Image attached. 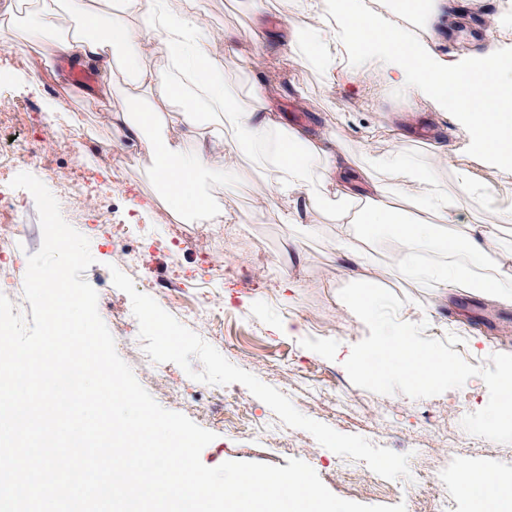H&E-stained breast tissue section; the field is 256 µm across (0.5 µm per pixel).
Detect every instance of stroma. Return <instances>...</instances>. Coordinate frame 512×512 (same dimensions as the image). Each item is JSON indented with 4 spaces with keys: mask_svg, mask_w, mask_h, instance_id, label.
<instances>
[{
    "mask_svg": "<svg viewBox=\"0 0 512 512\" xmlns=\"http://www.w3.org/2000/svg\"><path fill=\"white\" fill-rule=\"evenodd\" d=\"M209 23L228 41H216L210 52L222 59L231 94L248 100L250 91L238 79L243 58L252 47L255 29L251 0H208ZM268 61L282 80L272 95L290 124L317 136H333L354 153L383 154L402 146L412 158L435 165L445 188L455 184V168L466 162L478 181L494 183L484 161L468 154V133L451 112L433 103L398 95L383 78L351 88L321 72L297 65L281 38L276 0H265ZM452 19L435 51L457 63L494 46H512V0H447ZM507 17L506 27L493 21ZM69 64L49 57L26 41L17 29L10 46L0 45V138L12 140L21 155L18 171L40 175L42 167L61 169L86 186L106 185L100 197L104 223L94 224L70 203L60 205L63 218L90 241L94 263L82 277L98 294V312L116 342L119 356L139 383L163 408L182 413L215 433L201 453L204 465L226 461L262 462L280 467L290 459L306 462L336 496L366 505L404 504L405 512H430L429 505L404 495V487L430 476L446 481L454 494L453 512H500L497 497L476 499L459 493L464 472L488 479L504 475L512 481V445L472 436L461 426L464 415L482 409L489 394L480 377L440 395L413 399L404 394L379 395L355 386L344 367L351 348L369 334L340 299V289L353 281L378 284L404 305L401 320L427 321L425 337L459 336L454 349L474 366L495 353L512 354V305L462 288L442 293L423 287L402 270L403 256L386 231L366 224L356 233L368 239L374 259L358 266L336 249L341 227L333 210L318 213L308 228L279 223L268 213L259 224H210L208 238L191 247L182 237L195 236V224L172 223V210L149 175L150 160L137 154L135 163L114 183L100 152L114 138L110 104L95 85L68 82ZM68 98L90 133L88 143L49 150L29 160L34 139L51 136L60 125L52 105ZM448 152L447 163L435 164L434 146ZM237 167L243 189L222 195L218 179H207L210 193L225 211L247 213L257 208L268 174L248 155ZM25 224L23 257L0 293L23 313L31 306L23 297L26 258L37 252L43 235L32 194H25L18 217ZM140 225L136 237H123V225ZM490 228L512 238V223L502 224L480 199L471 200L458 223L442 225L450 236L468 228ZM298 237L299 256H289V237ZM268 259L255 263V255ZM154 281L141 287L139 277ZM300 287L288 290V280ZM207 285L213 324L188 317ZM147 335L148 354L126 346L131 332ZM225 393L244 399L259 418L287 423L291 447H281L266 434L230 429L223 419L206 416L198 400ZM384 434L389 447H371L368 431Z\"/></svg>",
    "mask_w": 512,
    "mask_h": 512,
    "instance_id": "stroma-1",
    "label": "stroma"
}]
</instances>
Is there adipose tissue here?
Returning <instances> with one entry per match:
<instances>
[{
  "label": "adipose tissue",
  "instance_id": "ef3b65f1",
  "mask_svg": "<svg viewBox=\"0 0 512 512\" xmlns=\"http://www.w3.org/2000/svg\"><path fill=\"white\" fill-rule=\"evenodd\" d=\"M64 11L75 21L67 29L59 22ZM25 14L34 20L45 51L96 73L101 95H111L115 73H123L124 104L115 113L118 135L154 157L155 179L177 212L210 207L212 197L201 187L207 175L234 188L232 161L245 151L271 169L268 205L281 223H306L323 206L335 204L336 220L345 226L337 243L344 257L367 259L357 248L351 224L385 227L411 253L426 248L443 255L469 254L466 267L411 264L409 275L426 287L440 292L476 288L501 298L500 281L474 277L472 269L488 253L506 249V241L491 231L450 237L439 227L443 221L455 223L465 209L475 191L470 173L460 171L458 192L451 195L432 170L402 149L362 159L336 139L289 125L269 103L273 82L251 77L253 63L267 54L264 32L256 33L242 68L253 100L245 106L229 93L223 62L208 51L216 34L206 21L207 0H190L179 13L169 10L167 0H27ZM280 15L297 64L316 62L324 74L359 86L379 73L401 94L457 114L468 130L469 151L484 156L501 183L512 182V78L499 64L501 49L448 64L431 48L437 32L419 40L391 16L365 12L360 0H331L326 12L316 0H280ZM158 44L178 49L180 69L145 65V56ZM149 94L175 104L171 120L181 130L179 137L159 131L145 102Z\"/></svg>",
  "mask_w": 512,
  "mask_h": 512
}]
</instances>
